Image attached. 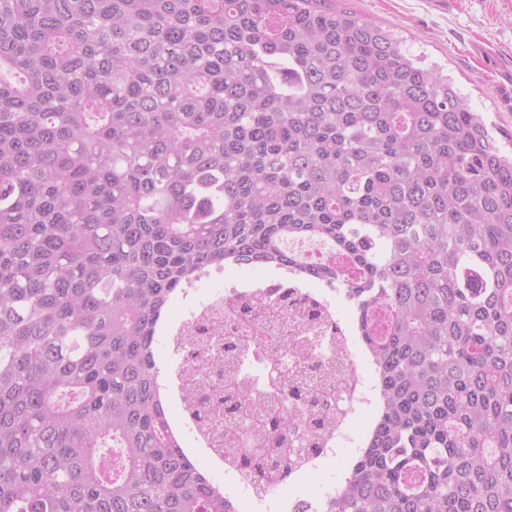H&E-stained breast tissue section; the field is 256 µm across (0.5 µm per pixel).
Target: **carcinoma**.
<instances>
[{"label": "carcinoma", "mask_w": 512, "mask_h": 512, "mask_svg": "<svg viewBox=\"0 0 512 512\" xmlns=\"http://www.w3.org/2000/svg\"><path fill=\"white\" fill-rule=\"evenodd\" d=\"M229 261L356 305L379 416L324 512H512V156L452 78L335 0H0V512H239L153 355ZM335 381L290 372L224 449L257 489L299 454L276 401L321 429Z\"/></svg>", "instance_id": "cac0c4a2"}]
</instances>
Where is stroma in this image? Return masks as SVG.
<instances>
[{
    "instance_id": "obj_1",
    "label": "stroma",
    "mask_w": 512,
    "mask_h": 512,
    "mask_svg": "<svg viewBox=\"0 0 512 512\" xmlns=\"http://www.w3.org/2000/svg\"><path fill=\"white\" fill-rule=\"evenodd\" d=\"M371 21L390 26L412 52L447 70L471 111L499 128L502 144L512 145V0H338ZM268 265H225L211 270L175 299L171 331L154 343V359L172 370L178 355L172 330L195 304L224 294L234 285L266 282ZM357 458L355 449L338 448L335 459L309 472L301 484L281 486L282 498L322 496L341 484Z\"/></svg>"
}]
</instances>
